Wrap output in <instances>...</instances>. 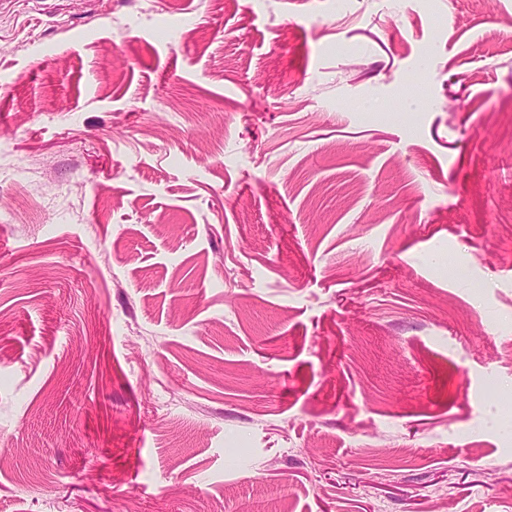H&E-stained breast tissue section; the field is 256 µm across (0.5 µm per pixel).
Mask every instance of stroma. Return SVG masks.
Returning a JSON list of instances; mask_svg holds the SVG:
<instances>
[{
  "mask_svg": "<svg viewBox=\"0 0 512 512\" xmlns=\"http://www.w3.org/2000/svg\"><path fill=\"white\" fill-rule=\"evenodd\" d=\"M0 512H512V0H0Z\"/></svg>",
  "mask_w": 512,
  "mask_h": 512,
  "instance_id": "35a3bbf8",
  "label": "stroma"
}]
</instances>
